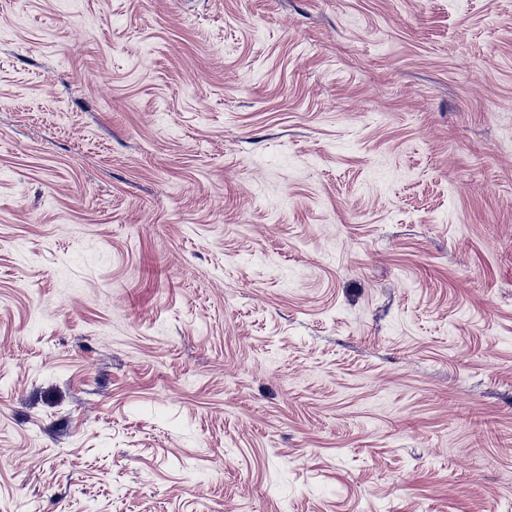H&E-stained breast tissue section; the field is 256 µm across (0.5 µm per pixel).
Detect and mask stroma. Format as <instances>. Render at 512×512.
<instances>
[{
    "label": "stroma",
    "mask_w": 512,
    "mask_h": 512,
    "mask_svg": "<svg viewBox=\"0 0 512 512\" xmlns=\"http://www.w3.org/2000/svg\"><path fill=\"white\" fill-rule=\"evenodd\" d=\"M0 512H512V0H0Z\"/></svg>",
    "instance_id": "stroma-1"
}]
</instances>
